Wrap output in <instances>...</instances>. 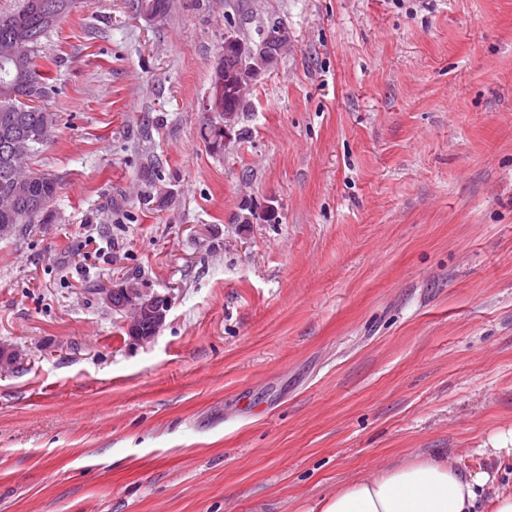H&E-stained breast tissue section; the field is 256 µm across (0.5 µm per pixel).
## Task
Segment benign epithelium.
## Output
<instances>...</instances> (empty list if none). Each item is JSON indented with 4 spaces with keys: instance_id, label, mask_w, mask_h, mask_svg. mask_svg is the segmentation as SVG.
<instances>
[{
    "instance_id": "7a95c632",
    "label": "benign epithelium",
    "mask_w": 512,
    "mask_h": 512,
    "mask_svg": "<svg viewBox=\"0 0 512 512\" xmlns=\"http://www.w3.org/2000/svg\"><path fill=\"white\" fill-rule=\"evenodd\" d=\"M283 33L266 38L251 47L237 37L229 36L224 40V48L218 58L216 70L224 72V80L211 84L202 109L207 113L224 111V99L246 100V95L261 74L264 64L278 59L285 47ZM124 306L135 311H148L156 322L155 331H160L171 310L169 298L159 299L156 295L138 289L125 290Z\"/></svg>"
}]
</instances>
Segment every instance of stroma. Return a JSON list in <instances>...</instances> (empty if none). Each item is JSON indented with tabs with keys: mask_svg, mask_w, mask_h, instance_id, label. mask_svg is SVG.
<instances>
[{
	"mask_svg": "<svg viewBox=\"0 0 512 512\" xmlns=\"http://www.w3.org/2000/svg\"><path fill=\"white\" fill-rule=\"evenodd\" d=\"M77 0L49 224L0 239V512H308L512 448V0ZM287 50L212 151L226 36ZM169 296L127 334L105 288Z\"/></svg>",
	"mask_w": 512,
	"mask_h": 512,
	"instance_id": "obj_1",
	"label": "stroma"
}]
</instances>
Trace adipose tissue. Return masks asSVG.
<instances>
[{"instance_id":"ef3b65f1","label":"adipose tissue","mask_w":512,"mask_h":512,"mask_svg":"<svg viewBox=\"0 0 512 512\" xmlns=\"http://www.w3.org/2000/svg\"><path fill=\"white\" fill-rule=\"evenodd\" d=\"M512 512V486L486 473L471 475L447 457L414 455L352 480L310 512Z\"/></svg>"}]
</instances>
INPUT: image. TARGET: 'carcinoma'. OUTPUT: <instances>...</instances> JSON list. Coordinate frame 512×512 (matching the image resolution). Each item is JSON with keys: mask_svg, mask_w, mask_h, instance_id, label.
<instances>
[{"mask_svg": "<svg viewBox=\"0 0 512 512\" xmlns=\"http://www.w3.org/2000/svg\"><path fill=\"white\" fill-rule=\"evenodd\" d=\"M74 6L75 0H22L18 9L0 14V47L17 37L25 38L29 45L22 58L0 52V85H15L21 95L32 91L40 100L49 97L48 83L37 70L36 54L42 39ZM56 122V113L43 105L30 106L17 97L0 98V225H9L10 237L21 224H48L53 219L56 179L31 174L22 191H17L16 185L26 174L27 160L46 146L42 129L54 127Z\"/></svg>", "mask_w": 512, "mask_h": 512, "instance_id": "1", "label": "carcinoma"}]
</instances>
